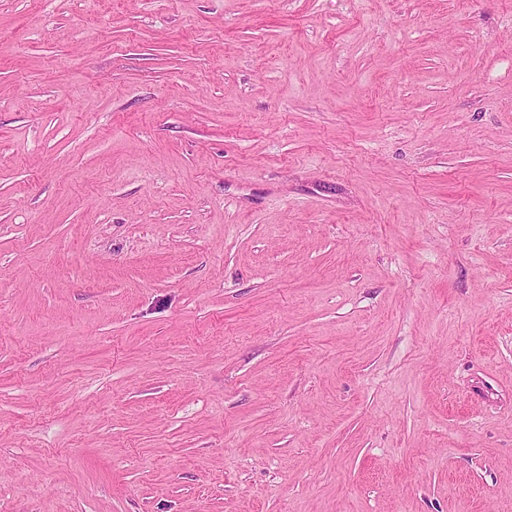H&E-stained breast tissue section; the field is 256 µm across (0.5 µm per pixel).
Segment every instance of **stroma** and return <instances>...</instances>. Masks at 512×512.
I'll return each mask as SVG.
<instances>
[{
	"label": "stroma",
	"mask_w": 512,
	"mask_h": 512,
	"mask_svg": "<svg viewBox=\"0 0 512 512\" xmlns=\"http://www.w3.org/2000/svg\"><path fill=\"white\" fill-rule=\"evenodd\" d=\"M0 512H512V0H0Z\"/></svg>",
	"instance_id": "stroma-1"
}]
</instances>
